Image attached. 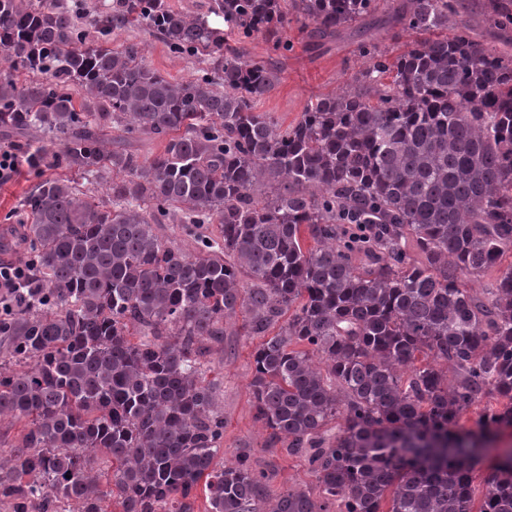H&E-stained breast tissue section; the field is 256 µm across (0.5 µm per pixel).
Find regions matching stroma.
Returning <instances> with one entry per match:
<instances>
[{
    "instance_id": "35a3bbf8",
    "label": "stroma",
    "mask_w": 512,
    "mask_h": 512,
    "mask_svg": "<svg viewBox=\"0 0 512 512\" xmlns=\"http://www.w3.org/2000/svg\"><path fill=\"white\" fill-rule=\"evenodd\" d=\"M489 4L490 0H463L464 15L485 47L512 54V28L494 23ZM369 38L389 51L411 40L406 33L393 38L380 15L369 19L367 29L350 28L336 40L317 48L308 43L304 21L293 16L289 17L283 35V49H274L272 42L260 35L246 40L243 44L246 58H271L278 61L281 69L280 80L263 100L261 112L288 125L319 97L351 88L356 74L365 67L360 46ZM129 42L139 44L149 68L168 79L186 80L199 69L196 58L170 53L159 39L142 29L135 28L112 38L116 47ZM53 175L50 169L39 172L25 169L1 184L0 225L24 222L25 216L18 208L20 199L40 180ZM256 345V339L237 335L225 337L223 346L213 349L211 376L220 387L224 403V459L229 462L237 452L249 453L268 477L271 488L278 492L315 485L316 477L303 461L280 457L265 445L267 432L254 418L249 388Z\"/></svg>"
}]
</instances>
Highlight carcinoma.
Segmentation results:
<instances>
[{
	"mask_svg": "<svg viewBox=\"0 0 512 512\" xmlns=\"http://www.w3.org/2000/svg\"><path fill=\"white\" fill-rule=\"evenodd\" d=\"M512 24V0H491ZM387 8L415 35L367 42L357 88L289 127L257 111L273 60L224 48L281 43L288 14L332 38ZM224 19V27L208 16ZM130 27L204 74L171 81ZM0 133L20 164L64 169L19 201L22 274L0 288L5 512H473L474 466L512 428V57L475 37L457 0H0ZM33 80L18 84L15 73ZM164 141L149 157L109 134ZM59 145L51 151L47 142ZM217 224L194 255L155 225ZM241 321L260 339L255 415L317 491L271 498L249 454L224 455L211 345ZM476 428L462 418L483 400ZM342 420L338 428L329 424ZM110 461L107 471L98 457ZM478 512H512V464L482 479Z\"/></svg>",
	"mask_w": 512,
	"mask_h": 512,
	"instance_id": "cac0c4a2",
	"label": "carcinoma"
}]
</instances>
